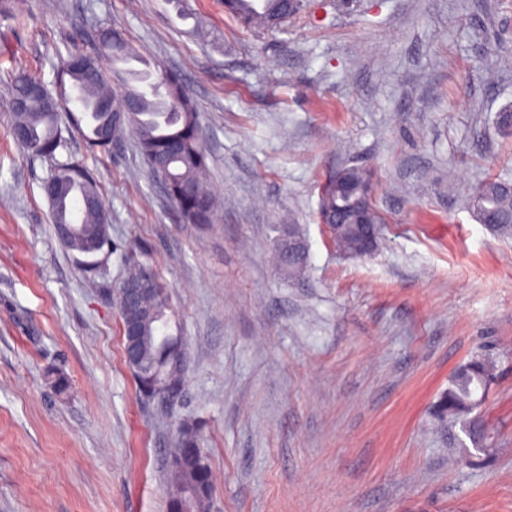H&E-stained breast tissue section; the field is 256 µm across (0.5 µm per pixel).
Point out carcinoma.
<instances>
[{"mask_svg":"<svg viewBox=\"0 0 512 512\" xmlns=\"http://www.w3.org/2000/svg\"><path fill=\"white\" fill-rule=\"evenodd\" d=\"M234 13L246 16V23L266 25L268 14L282 9L279 0H266L262 10L247 11L248 0H224ZM138 58L124 34L114 28L100 29V41L91 58L74 49L58 59L53 89L48 96L17 109L15 102L39 78L21 68L8 83L13 114L11 134L29 155L51 163L50 177L42 184L49 204L53 227L63 224L72 233L64 247L72 253L86 250L88 232L110 231L109 213L103 206L70 210L76 196L102 199L98 182L68 147L69 135L78 136L90 152H107L112 146V103L130 102V112L121 116V128L135 138L136 147L147 166L165 160L169 166L166 191L187 224H210L216 211V197L207 181L206 150L200 134L198 113L192 93L182 76L170 70L127 69L120 64ZM66 112L68 124L61 128L59 113ZM65 158H60L61 153ZM506 182L487 178L473 190L468 201L477 219L494 218L493 231L512 237V193ZM129 275L153 269L144 252L134 249L129 256ZM153 293L144 301L148 315L143 324L144 360L163 370L161 382L135 379L140 396L161 400L173 388L186 385L188 362L179 337L168 332V302L165 289L153 280ZM492 378L489 362L475 359L459 368L434 405L435 417L444 414L446 422L462 423L472 444H483L486 428L474 412L473 400ZM203 424L194 418L180 420L173 448L169 449L167 512H208L213 478L201 448Z\"/></svg>","mask_w":512,"mask_h":512,"instance_id":"cac0c4a2","label":"carcinoma"}]
</instances>
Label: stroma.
I'll return each mask as SVG.
<instances>
[{"instance_id":"obj_1","label":"stroma","mask_w":512,"mask_h":512,"mask_svg":"<svg viewBox=\"0 0 512 512\" xmlns=\"http://www.w3.org/2000/svg\"><path fill=\"white\" fill-rule=\"evenodd\" d=\"M101 27L191 84L219 206L184 223L132 134L108 153L71 139L111 217L88 271L0 97V512H166L184 416L205 423L211 512H512V238L468 205L480 181L512 180V0H303L274 29L224 0H16L0 78L52 84L58 55ZM347 165L371 172L383 219L362 258L319 214ZM284 224L305 239L298 279L272 263ZM135 245L188 357L169 412L123 358L113 289ZM483 358L478 453L431 407Z\"/></svg>"}]
</instances>
